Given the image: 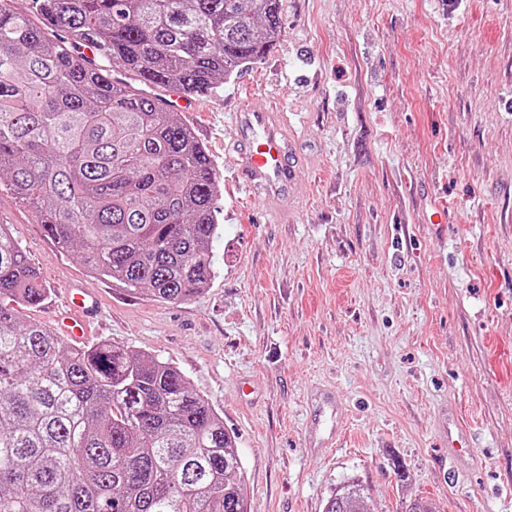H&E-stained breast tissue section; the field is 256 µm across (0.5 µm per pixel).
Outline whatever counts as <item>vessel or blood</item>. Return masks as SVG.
I'll return each mask as SVG.
<instances>
[{
	"label": "vessel or blood",
	"mask_w": 512,
	"mask_h": 512,
	"mask_svg": "<svg viewBox=\"0 0 512 512\" xmlns=\"http://www.w3.org/2000/svg\"><path fill=\"white\" fill-rule=\"evenodd\" d=\"M231 134L244 172V187L250 196L281 212L293 208L298 198L295 170L302 159L295 150L284 113L240 109L232 116ZM95 313L96 302L91 293H74L70 312L61 317L65 334L72 340H81Z\"/></svg>",
	"instance_id": "1"
}]
</instances>
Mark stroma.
I'll list each match as a JSON object with an SVG mask.
<instances>
[{"label":"stroma","instance_id":"obj_1","mask_svg":"<svg viewBox=\"0 0 512 512\" xmlns=\"http://www.w3.org/2000/svg\"><path fill=\"white\" fill-rule=\"evenodd\" d=\"M261 62L184 119L221 184L216 276L159 301L90 276L0 190V222L50 293L109 341L172 363L221 413L251 512H512V0H279ZM280 103L308 160L281 222L242 187L227 122ZM467 432L471 454L448 449ZM96 313V302L91 293L79 290L71 298V312L61 317V325L67 336L78 342L85 336L87 322ZM369 494L358 480L344 482L327 500L325 512H368Z\"/></svg>","mask_w":512,"mask_h":512}]
</instances>
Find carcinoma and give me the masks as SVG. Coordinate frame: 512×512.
Wrapping results in <instances>:
<instances>
[{
	"label": "carcinoma",
	"instance_id": "cac0c4a2",
	"mask_svg": "<svg viewBox=\"0 0 512 512\" xmlns=\"http://www.w3.org/2000/svg\"><path fill=\"white\" fill-rule=\"evenodd\" d=\"M280 32L278 0H0V184L93 276L202 293L219 180L158 90H212ZM47 294L1 223L0 512H248L220 413L168 362L20 318ZM325 512H369L366 487Z\"/></svg>",
	"mask_w": 512,
	"mask_h": 512
}]
</instances>
